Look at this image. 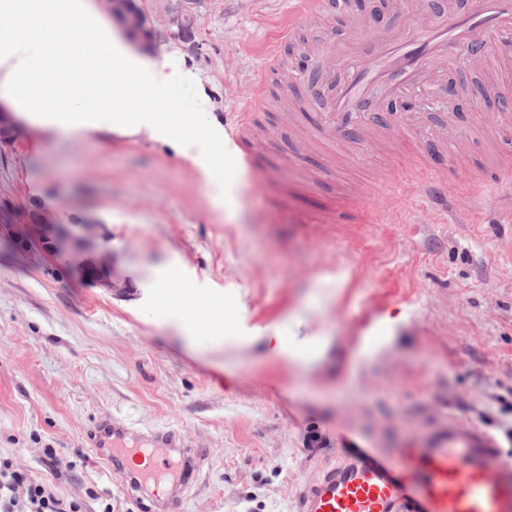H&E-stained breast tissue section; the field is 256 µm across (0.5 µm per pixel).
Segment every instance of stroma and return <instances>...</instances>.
Masks as SVG:
<instances>
[{
	"mask_svg": "<svg viewBox=\"0 0 512 512\" xmlns=\"http://www.w3.org/2000/svg\"><path fill=\"white\" fill-rule=\"evenodd\" d=\"M364 8L375 29L426 25L442 0ZM156 33L152 56L183 62L217 119L242 111L275 29L304 15V45L349 39L334 0H202L195 37L168 25L164 0H138ZM501 64L460 58L425 112L463 128L448 157L460 192L440 213L424 197L423 162L391 142L362 172L300 129L270 99L252 165L226 170L224 210L184 156L146 135L68 142L23 129L0 145V456L83 512H156L128 498L87 434L107 417L134 434L178 432L209 452L170 512H296L322 466L361 451L391 464L454 420L512 452V187L475 179L499 142L482 131L512 95V45ZM345 194L347 224H305ZM51 216L40 223L39 214ZM178 266L169 289L158 272ZM223 311L232 343L192 352L164 303ZM316 336L319 362L270 356L265 329ZM54 456H47V449Z\"/></svg>",
	"mask_w": 512,
	"mask_h": 512,
	"instance_id": "obj_1",
	"label": "stroma"
}]
</instances>
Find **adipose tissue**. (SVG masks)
<instances>
[{
	"instance_id": "adipose-tissue-1",
	"label": "adipose tissue",
	"mask_w": 512,
	"mask_h": 512,
	"mask_svg": "<svg viewBox=\"0 0 512 512\" xmlns=\"http://www.w3.org/2000/svg\"><path fill=\"white\" fill-rule=\"evenodd\" d=\"M198 105L184 118L182 99ZM195 74L132 47L97 0H0V109L32 129L70 141L104 131L145 133L171 143L215 186L223 203V161L197 154L204 140H225ZM269 354L306 364L323 340L266 337Z\"/></svg>"
}]
</instances>
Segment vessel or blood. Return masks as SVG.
<instances>
[{"mask_svg":"<svg viewBox=\"0 0 512 512\" xmlns=\"http://www.w3.org/2000/svg\"><path fill=\"white\" fill-rule=\"evenodd\" d=\"M301 26L292 18L276 30L267 65L252 84L250 106L232 119L236 159L250 160L260 141L256 115L266 110L284 50ZM355 27L365 45L343 52L338 77L322 93L329 109L318 113L312 128L316 141L352 143L346 163L358 169L392 139L416 149L427 142L447 147V136L429 131L409 103L435 78L437 61L454 60L471 45L483 57L499 55L502 35L512 31V0H448L426 28L395 34L369 30L361 21ZM430 168L424 194L434 206H447L445 158L431 160ZM130 434L124 421L110 418L98 422L88 440L91 447L111 449L113 471L124 475L131 495L168 469L157 462L125 474L129 452L122 442ZM496 453L486 433L452 421L435 429L430 447L399 449L397 473L352 456L324 466L299 493L297 512H512V467L501 466L492 478L486 474V461Z\"/></svg>","mask_w":512,"mask_h":512,"instance_id":"obj_1","label":"vessel or blood"}]
</instances>
